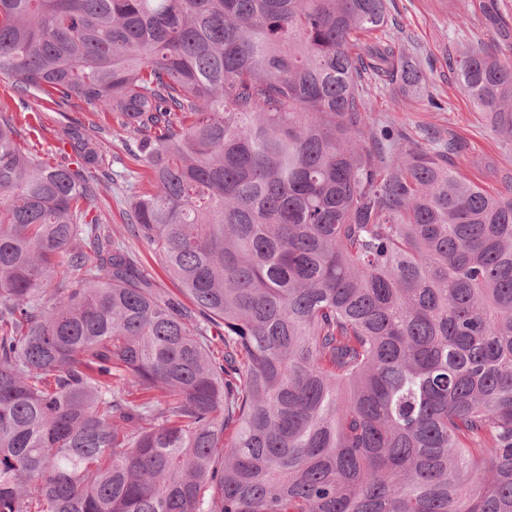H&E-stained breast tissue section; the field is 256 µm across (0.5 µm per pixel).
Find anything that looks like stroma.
I'll list each match as a JSON object with an SVG mask.
<instances>
[{
    "mask_svg": "<svg viewBox=\"0 0 512 512\" xmlns=\"http://www.w3.org/2000/svg\"><path fill=\"white\" fill-rule=\"evenodd\" d=\"M390 15L395 21L394 36L421 68L441 107L432 109L427 102L373 83L369 97L376 121L417 134L426 131L438 141L457 144V170L488 191L512 183V141L491 134L485 113L474 109L448 70L449 57L469 46L481 45L512 59V0H390ZM26 103L30 131L25 141L50 161L64 160L54 135L60 119L103 132L112 168L119 176L103 184L101 211L112 230L123 234L134 193L145 191L149 184L142 160L115 137L113 114L76 99L60 108L40 93L27 97Z\"/></svg>",
    "mask_w": 512,
    "mask_h": 512,
    "instance_id": "stroma-1",
    "label": "stroma"
}]
</instances>
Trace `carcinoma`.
I'll return each mask as SVG.
<instances>
[{
	"label": "carcinoma",
	"instance_id": "cac0c4a2",
	"mask_svg": "<svg viewBox=\"0 0 512 512\" xmlns=\"http://www.w3.org/2000/svg\"><path fill=\"white\" fill-rule=\"evenodd\" d=\"M389 0H0V76L115 114L126 214L0 108V512H512V185L379 126ZM456 78L512 140V61Z\"/></svg>",
	"mask_w": 512,
	"mask_h": 512
}]
</instances>
